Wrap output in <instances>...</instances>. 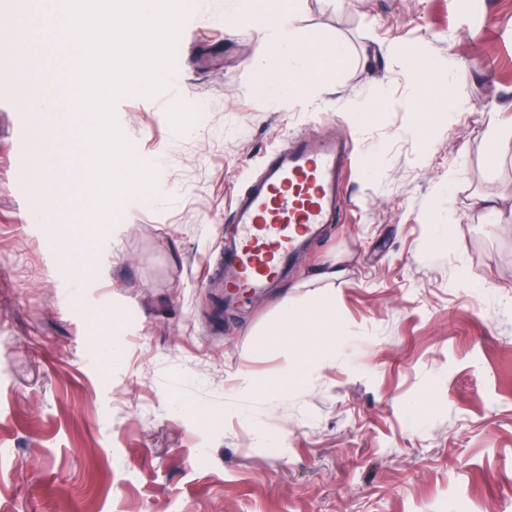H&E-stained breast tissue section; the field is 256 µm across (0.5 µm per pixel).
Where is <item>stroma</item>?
Returning <instances> with one entry per match:
<instances>
[{
	"mask_svg": "<svg viewBox=\"0 0 512 512\" xmlns=\"http://www.w3.org/2000/svg\"><path fill=\"white\" fill-rule=\"evenodd\" d=\"M30 2L0 0V512H512V152L487 162L491 124L512 130V0H296L298 33L347 49L303 103L254 80L263 35L235 27V0H197L186 94L115 106L158 191L96 245L74 229L80 146L59 80L44 170L19 163L38 139L16 80L17 44L40 38ZM421 44L450 59L446 93L471 111L422 121L407 72ZM373 94L380 119L355 120ZM297 135L348 140L341 220L217 312L228 203ZM331 261L339 277L315 280ZM283 299L329 302L336 360L253 399L244 377L286 363L263 348Z\"/></svg>",
	"mask_w": 512,
	"mask_h": 512,
	"instance_id": "1",
	"label": "stroma"
}]
</instances>
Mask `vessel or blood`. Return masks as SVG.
<instances>
[{
	"label": "vessel or blood",
	"instance_id": "1",
	"mask_svg": "<svg viewBox=\"0 0 512 512\" xmlns=\"http://www.w3.org/2000/svg\"><path fill=\"white\" fill-rule=\"evenodd\" d=\"M262 177L229 213L236 228L224 246L228 292L262 293L291 263L297 247L338 218L346 190L344 145L304 137L270 152Z\"/></svg>",
	"mask_w": 512,
	"mask_h": 512
}]
</instances>
